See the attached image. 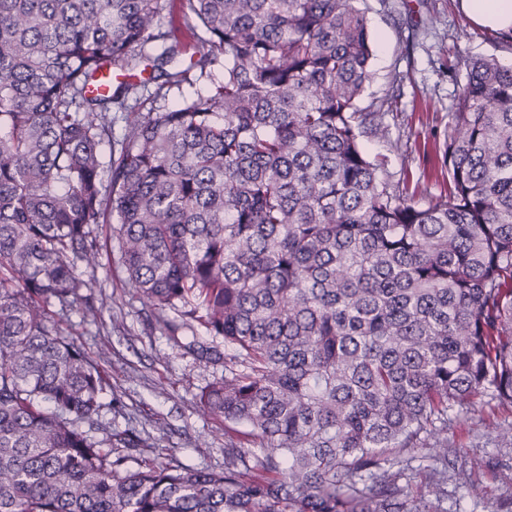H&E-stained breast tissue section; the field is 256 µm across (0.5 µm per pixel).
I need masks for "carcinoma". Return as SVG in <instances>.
Instances as JSON below:
<instances>
[{"mask_svg":"<svg viewBox=\"0 0 512 512\" xmlns=\"http://www.w3.org/2000/svg\"><path fill=\"white\" fill-rule=\"evenodd\" d=\"M358 2L0 0V512H447L450 412L512 406V67L465 62L420 205L363 148L392 102L361 106ZM193 70L210 90L158 105ZM114 220L169 333L222 339L188 345L224 361L222 469L103 422L63 337Z\"/></svg>","mask_w":512,"mask_h":512,"instance_id":"cac0c4a2","label":"carcinoma"}]
</instances>
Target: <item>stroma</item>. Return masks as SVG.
Listing matches in <instances>:
<instances>
[{"label":"stroma","mask_w":512,"mask_h":512,"mask_svg":"<svg viewBox=\"0 0 512 512\" xmlns=\"http://www.w3.org/2000/svg\"><path fill=\"white\" fill-rule=\"evenodd\" d=\"M373 56L365 100L392 97L391 135L365 142L369 155H387L390 169L408 173L418 202L447 189L442 165L448 114L464 68L455 58L496 57L512 66L504 35L472 25L458 0H366ZM103 244L95 299L97 322L73 310L61 324L67 336L104 370L110 388L103 402L120 398L118 428L151 433L172 460L216 469L224 465V420L198 411L202 388L224 372L187 353L190 331L170 335L172 310L153 311L133 294L109 225L96 226ZM512 409L487 400L459 412L448 430V456L460 468L448 478V512H497L512 502Z\"/></svg>","instance_id":"35a3bbf8"}]
</instances>
